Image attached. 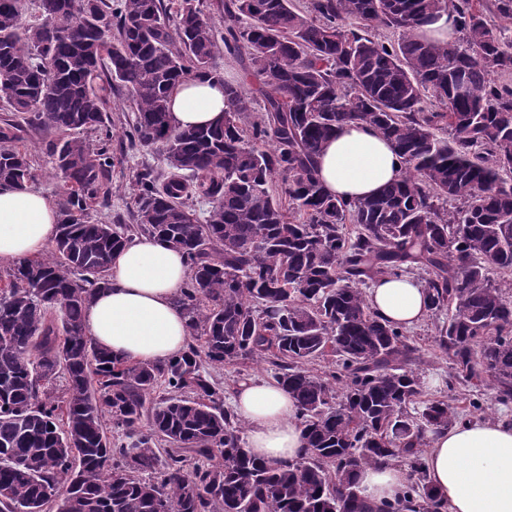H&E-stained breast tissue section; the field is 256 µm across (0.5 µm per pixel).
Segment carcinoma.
Listing matches in <instances>:
<instances>
[{
	"label": "carcinoma",
	"mask_w": 512,
	"mask_h": 512,
	"mask_svg": "<svg viewBox=\"0 0 512 512\" xmlns=\"http://www.w3.org/2000/svg\"><path fill=\"white\" fill-rule=\"evenodd\" d=\"M24 2L0 0V101L13 112L0 183L34 181L23 125L56 135L60 223L50 256L0 279V512H366L357 473L398 463L419 512H438L422 446L464 412L441 399L415 410L406 328L381 321L365 288L424 272L430 311L448 312L449 388L487 381L512 402V0H494L498 24L482 0H223L222 34L204 0H36L27 22ZM442 20L455 42L428 36ZM225 53L248 55L261 114L224 80ZM188 77L224 83L215 124L171 125ZM116 87L134 113L128 140L158 147L168 169L135 176L132 224L90 217L109 196ZM350 123L374 127L404 165L361 200L331 197L316 170ZM193 197L209 204L203 220ZM135 234L190 270L175 297L190 344L176 359H116L84 327ZM326 356L328 373L306 368ZM245 360L275 366L296 402L305 451L293 462L253 457L224 408L211 370Z\"/></svg>",
	"instance_id": "obj_1"
}]
</instances>
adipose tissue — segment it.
Listing matches in <instances>:
<instances>
[{
    "label": "adipose tissue",
    "mask_w": 512,
    "mask_h": 512,
    "mask_svg": "<svg viewBox=\"0 0 512 512\" xmlns=\"http://www.w3.org/2000/svg\"><path fill=\"white\" fill-rule=\"evenodd\" d=\"M224 112V86L191 77L171 96L170 117L181 129L209 125ZM327 194L359 199L402 175L393 145L366 124L340 128L318 159ZM57 205L41 192L0 185V261L41 255L57 234ZM188 276L182 255L154 236L134 238L112 256L108 284L84 314L87 334L114 358L166 361L189 344L187 319L174 298ZM374 313L411 327L428 313L421 282L378 278L367 291ZM248 431L246 446L257 458L291 462L304 452L297 408L277 383L244 381L233 399ZM427 481L446 512H512V424L460 421L431 438L423 459ZM357 482L369 512L401 499L407 472L398 466L366 467Z\"/></svg>",
    "instance_id": "1"
}]
</instances>
